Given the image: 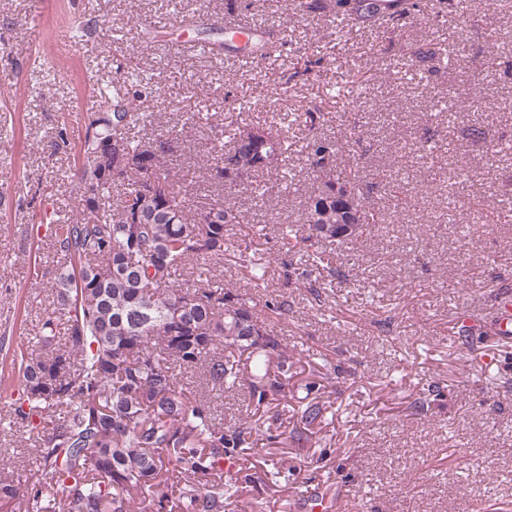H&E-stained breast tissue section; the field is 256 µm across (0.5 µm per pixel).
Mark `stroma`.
I'll list each match as a JSON object with an SVG mask.
<instances>
[{
  "label": "stroma",
  "instance_id": "1",
  "mask_svg": "<svg viewBox=\"0 0 512 512\" xmlns=\"http://www.w3.org/2000/svg\"><path fill=\"white\" fill-rule=\"evenodd\" d=\"M230 15L273 36L276 64L263 85L239 52L181 45L223 41ZM493 25L489 32L450 13L432 26L424 13L411 15L405 43L449 38L467 56L468 72L440 64L427 76L408 65L403 43L382 40L377 28L337 30L330 13H299L294 0H0V336L13 349L34 345L53 308L51 227L82 215L75 172L89 121L102 111L98 90L153 113L145 134L165 137L167 168L192 206L240 211L245 221L232 236L273 261L279 222L301 223L320 185L303 131L292 126L285 135L291 185L265 175V199L245 182L211 184L205 171L221 155L234 100L251 101L245 119L254 125L319 107L332 116L321 135L335 144L337 165L358 159L360 189L384 222L348 248L318 243L346 274L324 296L327 315L272 271L270 283L291 303L288 400L317 401L325 411L303 441L278 443L275 435L296 424L282 405L253 412L244 392L219 395L225 425L246 414L256 425L224 512H310V489L338 500L341 512L512 508V338L463 327L466 315L486 314L497 291L512 289V223L497 219L512 209V150L497 148L512 141V0H499ZM310 49L320 67L295 76ZM346 70L369 79L356 144L334 98ZM482 97L498 109L478 140L470 128ZM189 110L196 124H183ZM427 131L449 147L409 163ZM465 165L474 169L466 181ZM394 179L402 184L396 198ZM253 222L265 225V236L247 238ZM343 356L355 360V375L323 387L325 361ZM434 387L440 396L428 415H413L411 402Z\"/></svg>",
  "mask_w": 512,
  "mask_h": 512
}]
</instances>
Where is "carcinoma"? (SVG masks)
<instances>
[{
	"label": "carcinoma",
	"mask_w": 512,
	"mask_h": 512,
	"mask_svg": "<svg viewBox=\"0 0 512 512\" xmlns=\"http://www.w3.org/2000/svg\"><path fill=\"white\" fill-rule=\"evenodd\" d=\"M401 0H298L304 14L326 9L344 27L352 23L385 26L384 39L402 38V21L420 10ZM464 14L468 0H439L427 22L445 9ZM412 66L448 59L465 60L454 43H429L407 52ZM342 81L354 111L362 107L367 82L357 74ZM154 121L126 100L112 101V111L89 123L82 147L79 179L87 215L76 224L54 227L59 256L55 288L57 312L41 320L39 351L17 348L9 367L18 374L21 393L15 402L18 423L37 433V470L22 480H0V512H130L136 494L142 512H224V499L236 493L224 479V458L252 447L253 426L243 418L226 426L217 418L209 393L183 386L176 369L198 371L213 391L239 389L255 408L287 397L293 361L284 337L260 319L258 308L288 323V297L234 293L198 266L246 269L250 279L267 281L270 262L231 239L228 226L244 223L240 212L222 204L191 211L165 163V142L128 136ZM292 122L310 132L325 123L324 113L309 109ZM121 142L124 164L119 176L106 174L98 162L99 146ZM230 147L209 179L224 183L274 167L284 153L282 130L235 125ZM310 165L321 174V187L310 198L303 222L281 227L283 245L296 254L312 240L336 237V204H355L360 234L382 223L359 191L360 168L326 169L333 145L312 134ZM349 199L336 201V185ZM115 208L102 207L110 191ZM297 284L320 299L336 269L300 261L290 264ZM192 279L173 287L176 275ZM64 347H59V341ZM318 402L299 403L297 419L310 426L322 417ZM62 489V496L54 493Z\"/></svg>",
	"instance_id": "obj_1"
}]
</instances>
